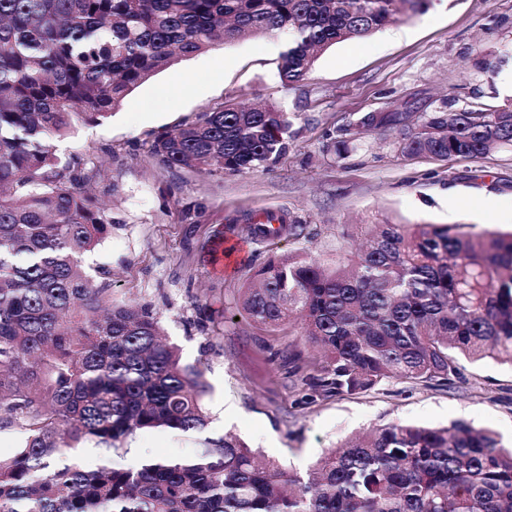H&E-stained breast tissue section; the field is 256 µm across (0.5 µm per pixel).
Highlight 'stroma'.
Listing matches in <instances>:
<instances>
[{
  "instance_id": "obj_1",
  "label": "stroma",
  "mask_w": 512,
  "mask_h": 512,
  "mask_svg": "<svg viewBox=\"0 0 512 512\" xmlns=\"http://www.w3.org/2000/svg\"><path fill=\"white\" fill-rule=\"evenodd\" d=\"M280 40L263 34L213 44L136 88L112 114L76 122L53 146L62 160L94 163L99 200L117 223L85 255L109 273L112 294L150 303L184 363L209 386V435L231 433L266 459L300 473L328 449L375 426L445 427L464 421L512 440V366L460 359L444 385L390 379L354 395L323 396L299 367L313 347L300 323L271 330L234 318L252 275L245 257L220 263L225 239L263 210L308 227L298 242L248 245L260 260L306 250L329 260L345 225L457 224L478 236L512 231V149L486 158L407 156L367 133L337 153L342 125L370 111L411 119L512 98V0H433L373 35L323 53L305 79L284 84ZM489 68H478L479 60ZM288 113L287 151L249 174L168 171L149 156L155 136L227 100ZM194 443L165 432L138 435L127 460L187 454Z\"/></svg>"
}]
</instances>
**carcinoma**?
<instances>
[{
	"mask_svg": "<svg viewBox=\"0 0 512 512\" xmlns=\"http://www.w3.org/2000/svg\"><path fill=\"white\" fill-rule=\"evenodd\" d=\"M431 0H0V512H512V446L465 422L387 423L330 448L306 476L232 435H205L202 371L163 341L152 305L112 297L82 257L112 234L93 194L96 167L62 161L50 140L95 121L157 72L218 39L284 40L281 81L305 79L322 53L363 39ZM359 122L408 155L483 158L512 149V100L494 108L399 112ZM288 113L231 100L155 138L167 170L243 174L288 148ZM305 225L279 218L276 237ZM245 239L270 240L249 224ZM236 310L273 330L293 315L322 352L309 385L357 394L387 379L448 382L458 360L512 365V234L473 238L448 224L369 225L329 266L269 259ZM200 448L113 464L143 432ZM92 442L93 467L70 452Z\"/></svg>",
	"mask_w": 512,
	"mask_h": 512,
	"instance_id": "carcinoma-1",
	"label": "carcinoma"
}]
</instances>
